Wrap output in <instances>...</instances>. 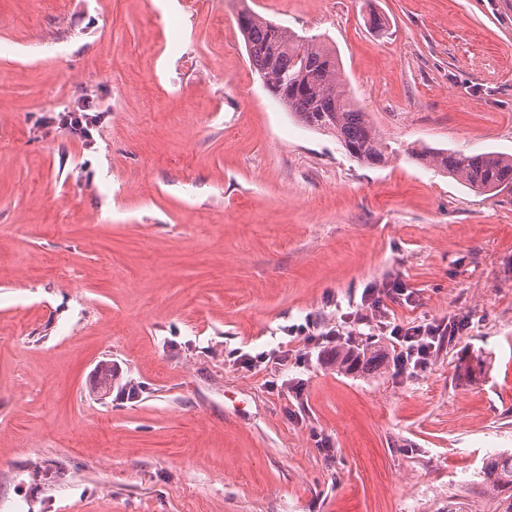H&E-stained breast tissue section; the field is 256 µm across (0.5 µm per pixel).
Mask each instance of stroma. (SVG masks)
<instances>
[{"label": "stroma", "mask_w": 512, "mask_h": 512, "mask_svg": "<svg viewBox=\"0 0 512 512\" xmlns=\"http://www.w3.org/2000/svg\"><path fill=\"white\" fill-rule=\"evenodd\" d=\"M246 5L335 48L388 165L267 93ZM85 96L95 149L43 137ZM423 148L512 156V0H0V512H496L512 184L475 193ZM390 282L413 293L390 326L468 321L416 375L289 338L313 316L393 357L344 320ZM282 342L269 373L227 357ZM103 361L138 397L92 393ZM386 360L377 349L344 343L331 351L328 364L337 373L369 375L385 366Z\"/></svg>", "instance_id": "35a3bbf8"}]
</instances>
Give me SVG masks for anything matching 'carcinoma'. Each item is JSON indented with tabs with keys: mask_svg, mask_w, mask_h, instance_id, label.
Here are the masks:
<instances>
[{
	"mask_svg": "<svg viewBox=\"0 0 512 512\" xmlns=\"http://www.w3.org/2000/svg\"><path fill=\"white\" fill-rule=\"evenodd\" d=\"M238 24L249 62L268 92L301 125L336 136L348 154L368 165L388 162L389 150L367 113L347 95L341 79L336 49L315 36L298 34L261 15L244 9ZM411 157L435 164L470 189L487 193L512 183V156L493 153L413 151ZM377 349L344 343L330 353L328 364L338 373L369 375L385 366ZM487 360L478 354L457 367L467 382L477 381ZM112 389V364L97 371L92 391L99 396ZM482 493L498 498V512H512V453L488 456L481 470Z\"/></svg>",
	"mask_w": 512,
	"mask_h": 512,
	"instance_id": "obj_1",
	"label": "carcinoma"
}]
</instances>
